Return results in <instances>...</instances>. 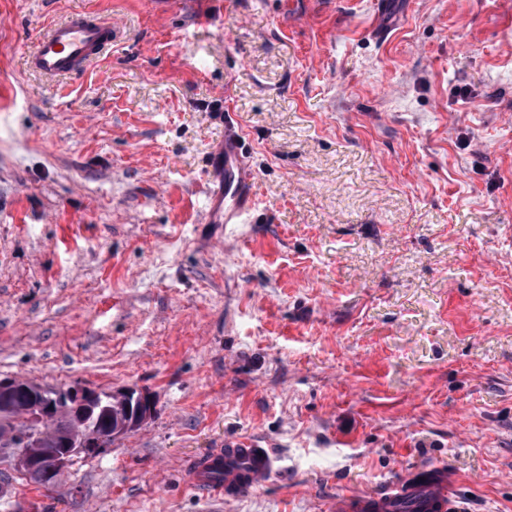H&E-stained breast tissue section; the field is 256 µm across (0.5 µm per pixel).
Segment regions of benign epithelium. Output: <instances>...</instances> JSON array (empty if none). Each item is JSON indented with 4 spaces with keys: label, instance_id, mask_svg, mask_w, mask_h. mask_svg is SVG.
Here are the masks:
<instances>
[{
    "label": "benign epithelium",
    "instance_id": "1",
    "mask_svg": "<svg viewBox=\"0 0 512 512\" xmlns=\"http://www.w3.org/2000/svg\"><path fill=\"white\" fill-rule=\"evenodd\" d=\"M100 391L80 383L71 385L63 395H53L42 385L25 381L0 378V407L10 410L14 401L25 400L29 407V419L45 421L52 417L58 410L61 401L73 402L78 409L87 404V401L96 398ZM109 398L125 403L126 411L134 412V418L145 421L155 409L151 396L136 389H126L121 392H109ZM122 435L119 430L108 433L90 434L86 437L83 446L71 447V440L67 437L56 440V447L47 448L39 438L29 433L13 429L0 438L9 446L8 453L14 462V466L21 472L43 468L47 476L54 477L68 465L74 454H95L103 448L112 446V440Z\"/></svg>",
    "mask_w": 512,
    "mask_h": 512
}]
</instances>
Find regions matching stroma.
<instances>
[{"instance_id": "1", "label": "stroma", "mask_w": 512, "mask_h": 512, "mask_svg": "<svg viewBox=\"0 0 512 512\" xmlns=\"http://www.w3.org/2000/svg\"><path fill=\"white\" fill-rule=\"evenodd\" d=\"M79 11L126 40L28 71ZM0 377L155 402L52 489L0 463V512H336L424 465L512 512V0H0ZM234 437L274 473L227 501L189 474ZM224 138L210 151L206 223L249 224L256 209L255 175L234 114L226 111Z\"/></svg>"}]
</instances>
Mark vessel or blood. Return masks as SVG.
<instances>
[{"label":"vessel or blood","instance_id":"b4317fda","mask_svg":"<svg viewBox=\"0 0 512 512\" xmlns=\"http://www.w3.org/2000/svg\"><path fill=\"white\" fill-rule=\"evenodd\" d=\"M114 25L94 15L69 13L39 35L25 53V64L50 79L64 78L94 62L114 45ZM224 137L208 158L206 221L210 224H246L256 209L255 175L244 148L242 133L232 112H225ZM273 458L259 440L238 438L197 460L192 482L211 492L239 497L266 480ZM446 468L428 466L386 484L375 493L343 497L336 512H394L397 501L412 498L421 512H458Z\"/></svg>","mask_w":512,"mask_h":512}]
</instances>
